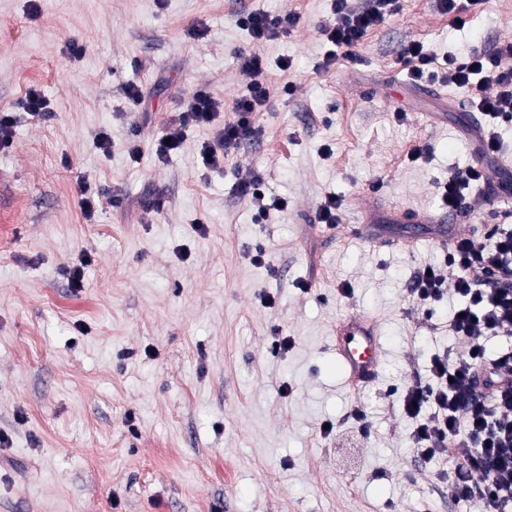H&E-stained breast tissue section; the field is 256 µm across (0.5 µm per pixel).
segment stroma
Segmentation results:
<instances>
[{"label": "stroma", "instance_id": "stroma-1", "mask_svg": "<svg viewBox=\"0 0 512 512\" xmlns=\"http://www.w3.org/2000/svg\"><path fill=\"white\" fill-rule=\"evenodd\" d=\"M331 5L0 0V110L32 86L51 102L45 116H21L0 151V512H469L438 479L448 461L418 463L398 406V391L454 345L451 304L429 317L408 294L442 249L433 225L389 216L437 213L438 184L474 161L473 105L445 82L442 99L422 94L397 57L411 39L440 55L512 42V0H486L462 25L434 0H400L355 59L322 71ZM255 10L297 18L258 48L275 91L259 137L206 175L207 127L159 161L186 91L207 88L229 107L246 89L238 55L253 46L238 18ZM416 147L425 157L413 162ZM247 172L287 209L259 222L235 191ZM82 178L99 191L89 220ZM330 196L341 219L323 224ZM155 199L161 211H145ZM370 213L386 245L365 238ZM81 255L76 293L64 270ZM353 315L376 319L382 341L378 379L356 392L331 349L337 321ZM281 336L293 340L282 354ZM354 407L369 416L368 439L350 432ZM326 421L339 435L320 434Z\"/></svg>", "mask_w": 512, "mask_h": 512}]
</instances>
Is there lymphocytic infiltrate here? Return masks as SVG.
I'll return each mask as SVG.
<instances>
[{"instance_id": "f902f5d3", "label": "lymphocytic infiltrate", "mask_w": 512, "mask_h": 512, "mask_svg": "<svg viewBox=\"0 0 512 512\" xmlns=\"http://www.w3.org/2000/svg\"><path fill=\"white\" fill-rule=\"evenodd\" d=\"M332 10V20L320 27L333 46L320 63L326 71L340 56H353L370 29L396 15L398 0H369L361 8L351 6L350 0H333ZM240 23L255 49L239 57L251 81L234 103L233 118L223 119L222 103L208 90H189L156 143L158 160L179 152L195 127L213 130L212 139L199 149L205 172L222 169L232 150L256 138L257 117L272 99L267 63L257 47L289 33L297 19L251 12ZM507 56H512L511 42L493 52L473 50L440 59L422 42L411 40L401 48L398 62L413 82L440 77L470 93L473 106L488 119L480 144L493 159L503 152L497 122H512V68L502 64ZM488 183L483 166H470L443 184L441 205L461 208L473 186ZM451 293L462 299L449 324L460 347L432 356L428 376L414 377L400 393V410L414 423L411 440L422 461L452 459V467L439 474L449 499L472 503L479 512H512L511 229L494 224L483 240L457 238L441 263L416 273L410 288L414 304L429 313ZM492 338L508 341V349L488 353L486 342Z\"/></svg>"}]
</instances>
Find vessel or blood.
Returning <instances> with one entry per match:
<instances>
[{
	"label": "vessel or blood",
	"mask_w": 512,
	"mask_h": 512,
	"mask_svg": "<svg viewBox=\"0 0 512 512\" xmlns=\"http://www.w3.org/2000/svg\"><path fill=\"white\" fill-rule=\"evenodd\" d=\"M331 348L349 388L361 389L378 376L381 336L375 319L348 316L338 320L333 331Z\"/></svg>",
	"instance_id": "1"
}]
</instances>
